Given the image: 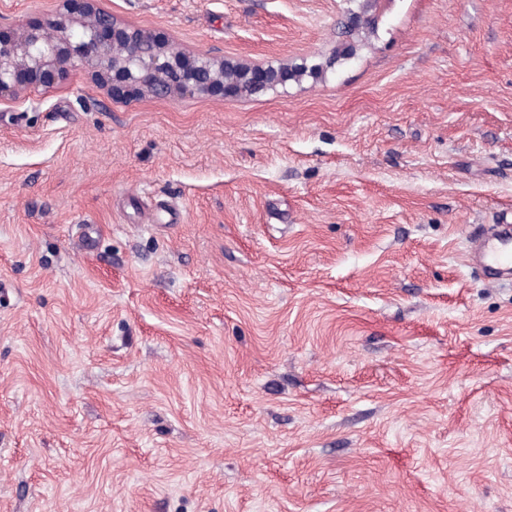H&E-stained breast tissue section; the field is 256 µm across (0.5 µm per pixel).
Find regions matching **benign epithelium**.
<instances>
[{"label": "benign epithelium", "mask_w": 512, "mask_h": 512, "mask_svg": "<svg viewBox=\"0 0 512 512\" xmlns=\"http://www.w3.org/2000/svg\"><path fill=\"white\" fill-rule=\"evenodd\" d=\"M61 2L44 21L0 30V98L61 84L74 70L87 72L116 96L147 93L175 101L287 91L286 63L252 65L237 57L180 50L155 31L114 17L98 0ZM229 69L238 78L225 79Z\"/></svg>", "instance_id": "7a95c632"}]
</instances>
